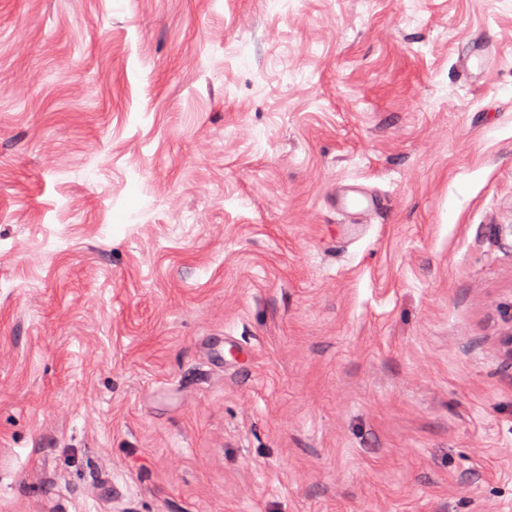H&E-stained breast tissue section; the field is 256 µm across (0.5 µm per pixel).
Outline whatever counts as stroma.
Wrapping results in <instances>:
<instances>
[{
  "instance_id": "stroma-1",
  "label": "stroma",
  "mask_w": 512,
  "mask_h": 512,
  "mask_svg": "<svg viewBox=\"0 0 512 512\" xmlns=\"http://www.w3.org/2000/svg\"><path fill=\"white\" fill-rule=\"evenodd\" d=\"M510 302L512 0H0V512H512ZM338 205L342 210L348 208V203H355L360 207L364 213H370L379 210L382 203L380 196L374 191H361L357 188L351 187L344 191L338 199Z\"/></svg>"
}]
</instances>
